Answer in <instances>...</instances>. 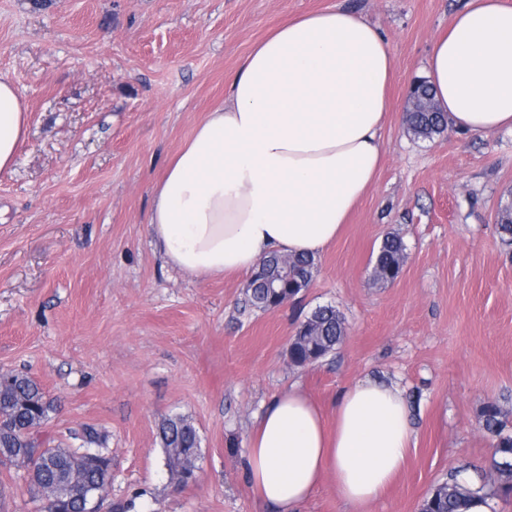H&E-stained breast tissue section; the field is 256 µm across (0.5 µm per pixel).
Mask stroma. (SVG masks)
I'll list each match as a JSON object with an SVG mask.
<instances>
[{"mask_svg": "<svg viewBox=\"0 0 512 512\" xmlns=\"http://www.w3.org/2000/svg\"><path fill=\"white\" fill-rule=\"evenodd\" d=\"M462 0H0V72L29 134L0 172V373L35 379L55 410L44 437L94 426L110 502L132 512H262L244 485L264 401L300 382L321 404L366 377L397 383L416 430L407 468L367 512H420L456 467L487 468L481 408L512 420V131L408 133L401 116L433 39ZM330 5L377 25L393 54L392 108L376 182L309 288L280 307L245 303V278L194 280L147 233L151 189L270 29ZM405 245L398 277H371L378 246ZM346 335L298 367L289 344L319 306ZM188 416L201 448L175 484L160 421ZM0 512H43L0 465Z\"/></svg>", "mask_w": 512, "mask_h": 512, "instance_id": "obj_1", "label": "stroma"}]
</instances>
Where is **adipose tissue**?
Returning a JSON list of instances; mask_svg holds the SVG:
<instances>
[{"label": "adipose tissue", "mask_w": 512, "mask_h": 512, "mask_svg": "<svg viewBox=\"0 0 512 512\" xmlns=\"http://www.w3.org/2000/svg\"><path fill=\"white\" fill-rule=\"evenodd\" d=\"M425 71L449 130L512 131V6L464 0ZM392 73L386 37L353 10L271 29L153 186L148 230L166 264L210 279L251 274L273 252H325L380 169ZM27 136V105L0 74V171ZM415 440L398 384L368 377L326 408L296 382L252 423L245 487L264 512H301L326 484L346 512H364L402 476Z\"/></svg>", "instance_id": "adipose-tissue-1"}]
</instances>
